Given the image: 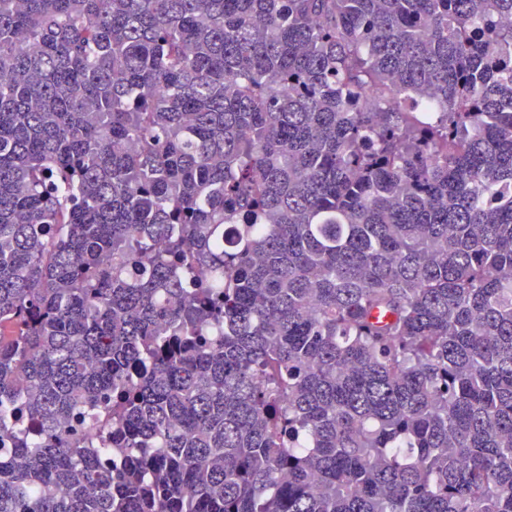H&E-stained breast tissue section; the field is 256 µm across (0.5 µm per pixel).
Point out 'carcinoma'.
I'll list each match as a JSON object with an SVG mask.
<instances>
[{
	"label": "carcinoma",
	"mask_w": 512,
	"mask_h": 512,
	"mask_svg": "<svg viewBox=\"0 0 512 512\" xmlns=\"http://www.w3.org/2000/svg\"><path fill=\"white\" fill-rule=\"evenodd\" d=\"M1 441L0 512H512V0H0Z\"/></svg>",
	"instance_id": "cac0c4a2"
}]
</instances>
